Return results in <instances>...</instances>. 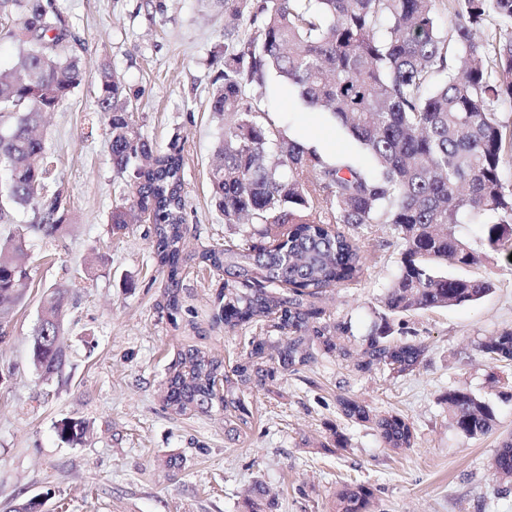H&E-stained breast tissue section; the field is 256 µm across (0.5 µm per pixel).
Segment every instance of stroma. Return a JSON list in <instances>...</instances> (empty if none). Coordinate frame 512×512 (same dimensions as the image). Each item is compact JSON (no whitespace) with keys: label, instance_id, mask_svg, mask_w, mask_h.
I'll return each instance as SVG.
<instances>
[{"label":"stroma","instance_id":"1","mask_svg":"<svg viewBox=\"0 0 512 512\" xmlns=\"http://www.w3.org/2000/svg\"><path fill=\"white\" fill-rule=\"evenodd\" d=\"M74 38L80 84L43 129L46 184H63L69 223L46 240L31 229V209L9 208L0 238L24 235L30 272L25 294L0 319V512L28 499L42 512H332L346 483L374 494L375 512H512V485L490 469L512 433V363H489L477 345L512 329V263L499 253L467 268L495 288L480 301L385 316L383 298L398 272L402 245L390 227L359 233L367 271L360 282L327 291V316L351 318L356 337L388 319L392 337L423 344L411 373H366L331 356L279 372L272 388L245 393L251 424L228 435L221 409L178 415L162 391L178 352L195 345L232 367L251 333L213 321L222 277L189 263L182 272L184 313L158 307L167 276L154 260L148 227L113 233L110 218L123 181L112 164L107 121L98 110L107 70L135 94L134 119L154 148L184 146L187 248L221 247L239 229L212 201L209 168L222 120L210 110L224 63L221 0H54ZM259 106L290 136L321 142L332 158L371 166L365 150L325 112H310L293 90L277 88ZM65 293L60 340L68 361L45 375L32 354L43 300ZM464 387L486 402L491 431L471 438L452 423L445 396ZM350 397L380 414L399 413L415 430L403 453L385 448L368 424L347 420ZM67 418L83 420L81 441L62 442ZM347 439L335 449L334 433Z\"/></svg>","mask_w":512,"mask_h":512}]
</instances>
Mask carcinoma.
Masks as SVG:
<instances>
[{
	"label": "carcinoma",
	"mask_w": 512,
	"mask_h": 512,
	"mask_svg": "<svg viewBox=\"0 0 512 512\" xmlns=\"http://www.w3.org/2000/svg\"><path fill=\"white\" fill-rule=\"evenodd\" d=\"M247 0H224L227 15L224 68L210 108L224 128L209 179L224 223L240 239L205 248L199 263L223 277L214 319L224 328L278 332L251 337L247 360L231 372L224 361L196 347L182 351L164 385V402L177 414L237 412L231 432L240 435L248 411L238 395L256 382L333 354L355 357L370 372L414 371L425 347L391 339L389 323L371 328L359 348L348 321H331L312 299L363 277L366 268L353 231L389 226L402 241L397 274L384 305L394 315L476 302L494 285L448 268L472 267L480 250L512 255V0H261L250 16L254 31L239 38ZM0 12L17 16L3 36L18 45L12 69L0 71V168L14 178L0 183V219L8 205H34L30 229L46 238L68 223L63 190L39 199L28 190L48 173L38 128L80 81L78 62L59 47L71 31L51 0H0ZM276 75L295 88L313 111L327 112L375 162L370 172L333 160L316 147L289 138L283 126L257 107ZM99 111L107 119L112 164L125 179L124 203L111 215L112 231L148 221L155 259L169 284L159 308L171 319L183 309L179 288L186 224L184 156L172 143L158 151L133 120L134 105L122 81L103 72ZM479 228V246L457 227ZM20 240L0 242V307L18 301L29 283L15 265ZM64 294L45 298V310L62 322ZM494 364L512 362V330L478 344ZM46 371L61 367L65 350L34 354ZM278 367H273V364ZM448 414L470 438L487 434L491 407L466 388L448 391ZM343 415L370 423L394 452L413 447L408 418L376 415L352 399L339 400ZM84 422L62 423L66 441L85 435ZM500 481L512 484V436L491 462ZM333 512H373L364 485L336 492Z\"/></svg>",
	"instance_id": "obj_1"
}]
</instances>
